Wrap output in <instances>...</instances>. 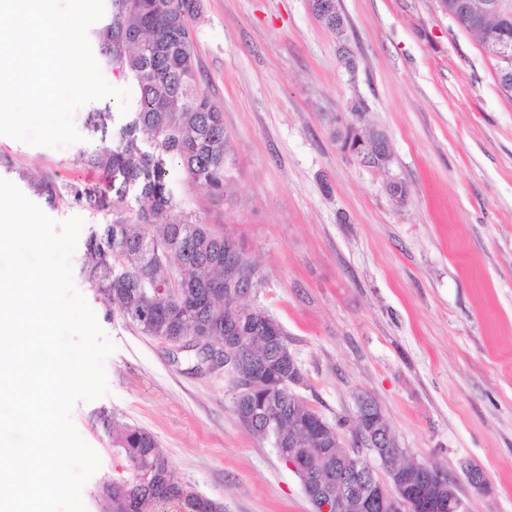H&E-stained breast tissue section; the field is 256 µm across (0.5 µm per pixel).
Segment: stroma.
<instances>
[{
    "label": "stroma",
    "instance_id": "35a3bbf8",
    "mask_svg": "<svg viewBox=\"0 0 512 512\" xmlns=\"http://www.w3.org/2000/svg\"><path fill=\"white\" fill-rule=\"evenodd\" d=\"M340 8L341 40L310 0H203L192 36L201 87L224 111L235 189L215 199L174 162L169 181L182 208L232 232L265 275L256 302L288 333L304 375L296 392L345 447L369 395L408 458L456 483L466 512H512V100L439 0ZM343 47L354 71L338 61ZM358 100L388 138L404 202L331 135L325 114ZM87 113L74 114L80 142L61 149L0 135V178L92 179L74 164L94 143ZM47 214L83 219L74 283L115 345L108 394L71 413L101 460L85 512H105L99 484L128 473L103 425L112 415L149 431L176 477L224 512H314L296 475L239 422L230 374L145 335L88 281L84 242L104 213L62 202ZM469 463L486 489L468 484Z\"/></svg>",
    "mask_w": 512,
    "mask_h": 512
}]
</instances>
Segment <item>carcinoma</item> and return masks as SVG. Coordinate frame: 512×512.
<instances>
[{"instance_id":"1","label":"carcinoma","mask_w":512,"mask_h":512,"mask_svg":"<svg viewBox=\"0 0 512 512\" xmlns=\"http://www.w3.org/2000/svg\"><path fill=\"white\" fill-rule=\"evenodd\" d=\"M310 2L315 18L343 36L346 26L323 14L322 0ZM460 2L466 11L454 22L476 32L498 57L502 42L512 44V0H502L506 10L493 9V0ZM201 9L202 0H110L106 20L89 40L104 65L137 86L138 96L124 114L89 113L99 144L80 151L75 163L100 173L103 182L61 186L52 173L18 177L51 206L67 199L108 217L87 240L83 273L124 320L163 341H240L250 373L234 378L237 418H248L249 433L278 455L292 457L299 477L329 483L350 460L336 454V428L293 391L304 377L290 360L288 333L253 303L264 277L256 275L248 293L224 287L231 271L255 270V262L232 234L180 209L169 185L166 164L174 160L192 184L217 199L229 198L234 186L224 113L200 88L191 23ZM340 148L384 174L393 163L389 144L366 124L361 102L350 111ZM106 425L130 470L99 488L108 512H155L171 500L184 502L187 512H210L211 500L182 494L149 431L114 417Z\"/></svg>"}]
</instances>
